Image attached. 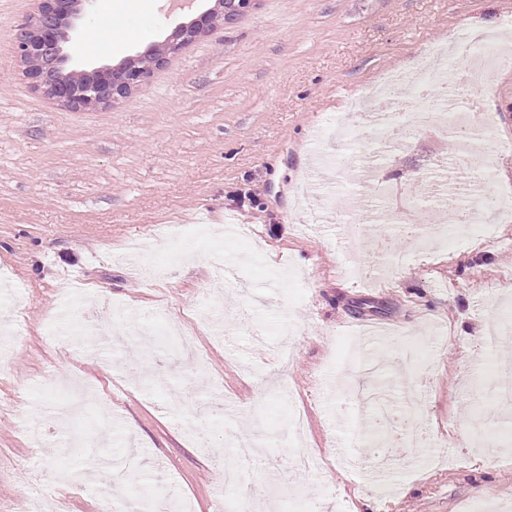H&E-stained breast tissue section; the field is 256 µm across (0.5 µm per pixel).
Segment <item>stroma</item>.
Masks as SVG:
<instances>
[{
  "mask_svg": "<svg viewBox=\"0 0 512 512\" xmlns=\"http://www.w3.org/2000/svg\"><path fill=\"white\" fill-rule=\"evenodd\" d=\"M210 6L112 0L105 17L87 0L64 50L74 68L115 65ZM39 8L0 0V330L24 307L0 349V503L28 512L27 488L48 483L70 512H97L73 484L88 464L76 435L104 455L138 450L136 484L107 489L121 512H145L148 490L213 512L242 438L271 512H512V413L475 390L512 367V153L497 154L485 199L506 218L494 235L404 236L395 262L372 247L392 224L366 222L364 205L392 184L412 201L407 222L442 220L430 173L467 131L414 130L366 178L360 154L379 145L346 110L383 73L434 66L451 35L499 29L512 0H249L95 111L27 78L16 35ZM488 104L512 140V66L490 72ZM349 194L362 208L342 210ZM69 298L95 320L93 342L65 341L76 320L50 317ZM178 308L210 320L184 324L186 380L159 340ZM361 322L394 333L347 358ZM495 322L491 374L480 336ZM392 400L416 403L404 418L437 447L436 469L368 440ZM306 450L324 466L302 480L284 462Z\"/></svg>",
  "mask_w": 512,
  "mask_h": 512,
  "instance_id": "obj_1",
  "label": "stroma"
}]
</instances>
